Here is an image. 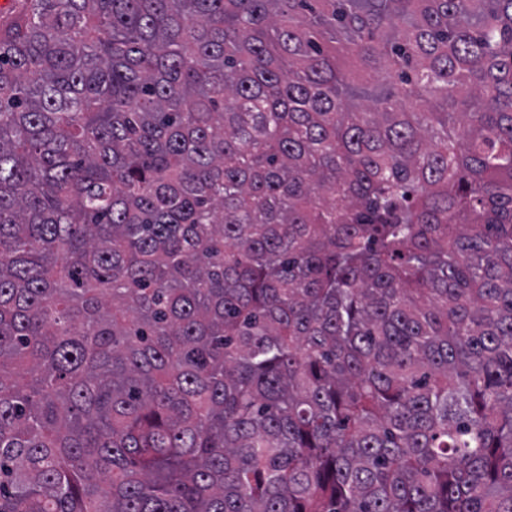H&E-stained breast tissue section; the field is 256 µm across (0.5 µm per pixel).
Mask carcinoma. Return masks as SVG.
Masks as SVG:
<instances>
[{"label":"carcinoma","instance_id":"obj_1","mask_svg":"<svg viewBox=\"0 0 512 512\" xmlns=\"http://www.w3.org/2000/svg\"><path fill=\"white\" fill-rule=\"evenodd\" d=\"M0 512H512V0L0 23Z\"/></svg>","mask_w":512,"mask_h":512}]
</instances>
